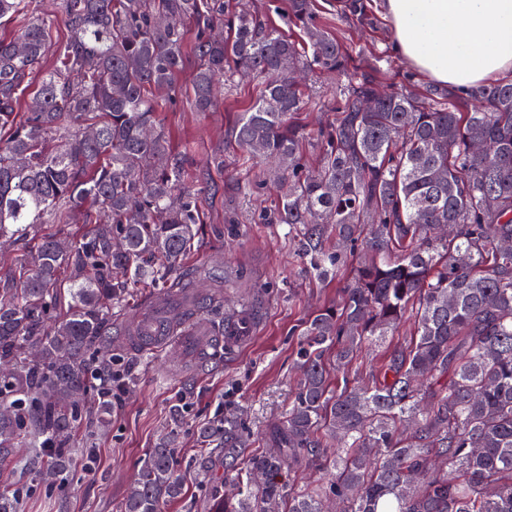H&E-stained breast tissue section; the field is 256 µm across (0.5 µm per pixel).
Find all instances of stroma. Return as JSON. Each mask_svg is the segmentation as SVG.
Segmentation results:
<instances>
[{
  "mask_svg": "<svg viewBox=\"0 0 512 512\" xmlns=\"http://www.w3.org/2000/svg\"><path fill=\"white\" fill-rule=\"evenodd\" d=\"M314 7L351 49L359 71L386 85L426 86V78L395 50L387 21L363 29L337 18L336 0H315ZM340 86L326 74H307L300 122L312 126L334 118ZM260 87V79H238L213 112L193 111L186 92L177 102L158 105L173 144L189 152L193 176L208 185L200 198L204 224L188 262L194 291L209 292L208 272L225 271L224 314L233 317L251 308L248 338L217 359L170 337L157 344L147 359L133 365L130 382L114 389L109 428L87 442L99 465L94 478H85L81 462H73L65 475L66 493L38 488L23 496L19 512H121L137 462L158 444L176 405L183 409L175 446L186 494L168 512H209L203 489L223 485L224 457L214 455L200 467L204 429L235 407L257 436L287 408L296 388L297 333L313 311L335 299L336 285L305 274L285 225L258 221L273 192L258 186V166L224 143L228 117ZM247 183L254 184V192L243 193Z\"/></svg>",
  "mask_w": 512,
  "mask_h": 512,
  "instance_id": "obj_1",
  "label": "stroma"
}]
</instances>
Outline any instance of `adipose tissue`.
<instances>
[{"instance_id": "ef3b65f1", "label": "adipose tissue", "mask_w": 512, "mask_h": 512, "mask_svg": "<svg viewBox=\"0 0 512 512\" xmlns=\"http://www.w3.org/2000/svg\"><path fill=\"white\" fill-rule=\"evenodd\" d=\"M393 44L430 81L460 90L512 72V0H383Z\"/></svg>"}]
</instances>
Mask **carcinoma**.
<instances>
[{
  "mask_svg": "<svg viewBox=\"0 0 512 512\" xmlns=\"http://www.w3.org/2000/svg\"><path fill=\"white\" fill-rule=\"evenodd\" d=\"M0 0V239L30 248L0 267V459L15 448L47 457L64 490L76 436L112 393L98 378L127 376L102 348L138 301L178 336L191 307L167 315L156 292L190 287L184 262L203 218L205 187L188 180L158 113L192 72L191 103L216 107L215 86L238 73L264 86L226 130V142L279 184L266 224L288 237L336 300L298 332L300 379L281 419L250 440L234 412L206 430L224 452L211 512H512V81L466 91L379 89L349 73L351 51L312 0H288L285 36L237 0ZM344 19L374 28L371 0H341ZM60 15L70 39L40 65ZM195 34L185 50L187 26ZM300 68L347 75L338 115L313 130L293 121L305 96ZM39 76L33 105L17 102ZM486 152L474 151L475 139ZM316 141L308 163L302 142ZM40 224H82L64 241L34 240ZM203 302L224 335V275ZM412 321L368 378L347 374L362 351ZM343 375L334 382L332 372ZM179 450L163 442L140 459L122 512H166L184 497ZM321 474L301 487L290 471ZM22 492L0 489V512Z\"/></svg>",
  "mask_w": 512,
  "mask_h": 512,
  "instance_id": "1",
  "label": "carcinoma"
}]
</instances>
